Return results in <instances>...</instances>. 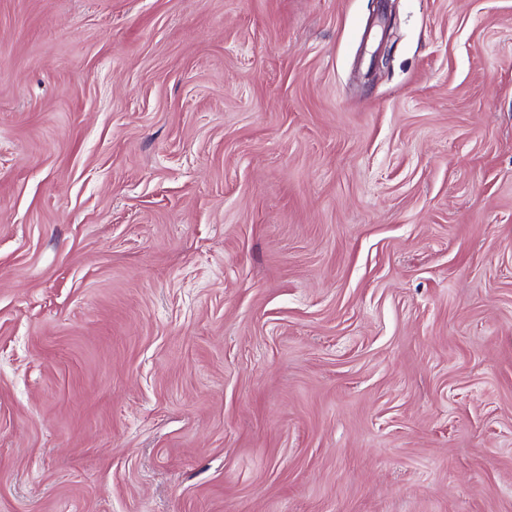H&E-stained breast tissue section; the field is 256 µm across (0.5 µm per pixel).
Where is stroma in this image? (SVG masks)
Segmentation results:
<instances>
[{
  "label": "stroma",
  "instance_id": "obj_1",
  "mask_svg": "<svg viewBox=\"0 0 512 512\" xmlns=\"http://www.w3.org/2000/svg\"><path fill=\"white\" fill-rule=\"evenodd\" d=\"M373 9L0 0V512H512V0Z\"/></svg>",
  "mask_w": 512,
  "mask_h": 512
}]
</instances>
